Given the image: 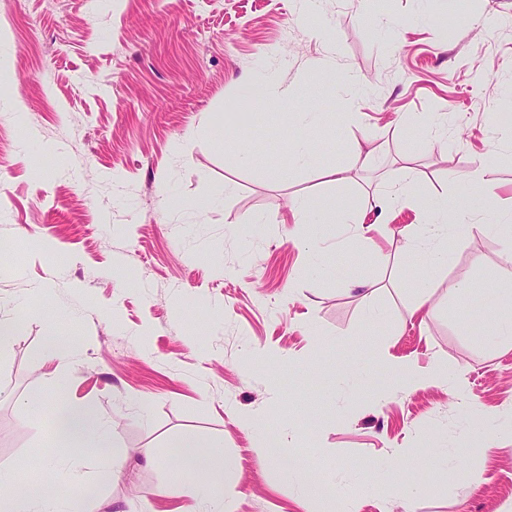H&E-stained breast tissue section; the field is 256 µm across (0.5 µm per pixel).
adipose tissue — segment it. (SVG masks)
<instances>
[{"label":"adipose tissue","mask_w":512,"mask_h":512,"mask_svg":"<svg viewBox=\"0 0 512 512\" xmlns=\"http://www.w3.org/2000/svg\"><path fill=\"white\" fill-rule=\"evenodd\" d=\"M427 223L418 225L406 235L404 250L408 256L419 259L426 268V276L409 284L417 306H424L432 297L435 277L448 266V240L473 232L491 233L504 243L505 255L512 261V224H481L473 220L461 206L451 204L447 195L434 193L423 200ZM112 432L99 409L90 403L65 404L58 407L52 419L51 440L71 448H105ZM183 468L206 473V480L192 484L190 491L206 512H236L234 499L223 492L221 479L227 473L224 449L221 444L209 443L200 450L198 442H183ZM64 489L52 494L46 490L0 491V512H46V504H54L55 512H77L80 491L85 482L77 459H69L62 472Z\"/></svg>","instance_id":"ef3b65f1"}]
</instances>
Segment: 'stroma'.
<instances>
[{
	"label": "stroma",
	"mask_w": 512,
	"mask_h": 512,
	"mask_svg": "<svg viewBox=\"0 0 512 512\" xmlns=\"http://www.w3.org/2000/svg\"><path fill=\"white\" fill-rule=\"evenodd\" d=\"M0 0V467L52 483L56 398L98 406L111 449L86 451L82 512H197L162 497L172 441L218 440L237 512H499L512 500V350L492 346L501 240L448 242L433 309L403 228L448 193L477 220L512 212V0ZM453 23L445 38L440 28ZM273 77L262 101L247 88ZM295 112L324 113L312 164L290 163ZM380 152L357 161L355 145ZM485 166L486 195L462 176ZM345 167L347 180L328 176ZM307 197L371 224H295ZM314 240L333 270L315 271ZM476 290L454 295L460 278ZM372 283L371 300L355 283ZM51 284V301L35 294ZM384 321L365 319L369 305ZM63 341L73 357L52 360ZM446 369L419 389L395 367ZM40 395L45 404L26 401ZM259 416L286 458L260 460ZM426 463L409 497L392 472ZM331 486L308 498L291 468Z\"/></svg>",
	"instance_id": "1"
}]
</instances>
